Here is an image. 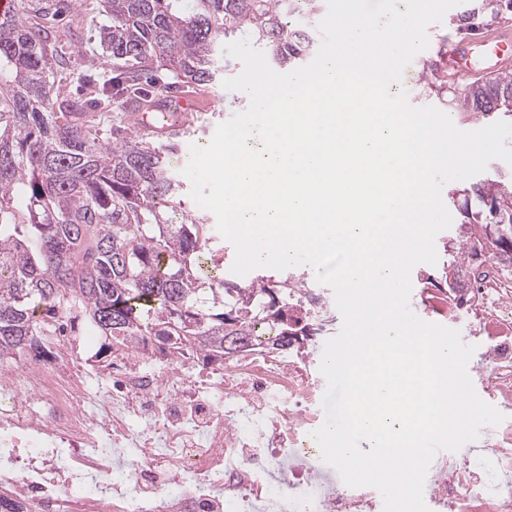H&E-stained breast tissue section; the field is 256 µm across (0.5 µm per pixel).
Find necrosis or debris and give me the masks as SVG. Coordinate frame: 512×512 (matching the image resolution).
Here are the masks:
<instances>
[{
    "instance_id": "4bbe7bcc",
    "label": "necrosis or debris",
    "mask_w": 512,
    "mask_h": 512,
    "mask_svg": "<svg viewBox=\"0 0 512 512\" xmlns=\"http://www.w3.org/2000/svg\"><path fill=\"white\" fill-rule=\"evenodd\" d=\"M259 346L222 358L150 336L0 357V502L14 512H373L315 474L314 387ZM445 512H512V485L437 464Z\"/></svg>"
}]
</instances>
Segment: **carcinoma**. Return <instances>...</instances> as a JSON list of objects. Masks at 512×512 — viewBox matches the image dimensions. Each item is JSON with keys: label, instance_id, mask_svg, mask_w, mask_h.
Instances as JSON below:
<instances>
[{"label": "carcinoma", "instance_id": "obj_1", "mask_svg": "<svg viewBox=\"0 0 512 512\" xmlns=\"http://www.w3.org/2000/svg\"><path fill=\"white\" fill-rule=\"evenodd\" d=\"M317 0H100L97 42L116 76L89 86L85 101L60 98L68 60L51 41L61 10L33 0L22 17L0 16V351L20 353L40 336L75 329L72 311L99 336H178L221 355L253 335L255 291L286 350L307 340L306 314L273 295L274 277L224 279V257L207 224L174 206L183 182L166 153L190 119L171 112L139 135L108 119L112 90L135 104L143 77L165 70L190 92L224 71V38L246 32L291 69L315 48L292 23ZM425 91L448 88V73L424 66ZM459 111L512 118V74L487 75L456 95ZM465 230L440 279L452 302L463 267L482 254L512 263V177L468 189Z\"/></svg>", "mask_w": 512, "mask_h": 512}]
</instances>
